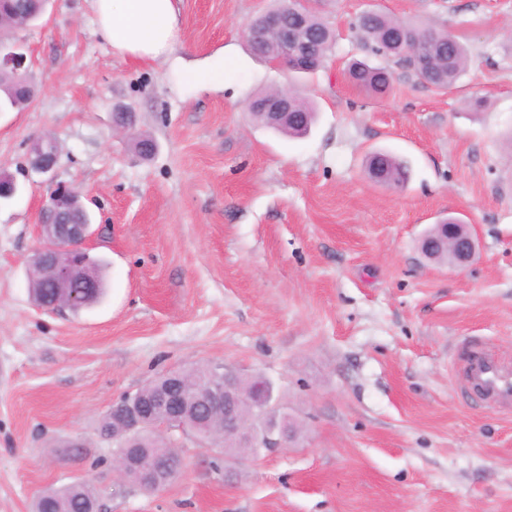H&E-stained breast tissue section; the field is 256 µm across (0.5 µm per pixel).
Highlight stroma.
<instances>
[{
	"mask_svg": "<svg viewBox=\"0 0 512 512\" xmlns=\"http://www.w3.org/2000/svg\"><path fill=\"white\" fill-rule=\"evenodd\" d=\"M269 4L181 0V38L152 63L113 54L93 0H50L17 31L38 94L0 112V168L20 186L0 204V512L77 478L102 512H512V408L463 402L457 381L474 339L512 365V0H319L335 50L297 79L243 38ZM369 7L446 27L469 72L439 91L398 67L381 101L351 86ZM225 57L223 86L183 82ZM288 85L317 107L301 138L246 110ZM124 104L130 135L113 123ZM45 136L50 178L29 164ZM373 150L406 163L404 188L368 177ZM54 180L81 191L87 246L108 263L104 296L77 313L29 291ZM449 216L478 239L462 268L418 247ZM211 362L269 380L297 442L240 461L178 437L169 485L118 481L98 432L113 400Z\"/></svg>",
	"mask_w": 512,
	"mask_h": 512,
	"instance_id": "obj_1",
	"label": "stroma"
}]
</instances>
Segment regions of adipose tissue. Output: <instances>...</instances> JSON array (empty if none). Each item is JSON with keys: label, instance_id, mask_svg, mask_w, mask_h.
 Returning <instances> with one entry per match:
<instances>
[{"label": "adipose tissue", "instance_id": "1", "mask_svg": "<svg viewBox=\"0 0 512 512\" xmlns=\"http://www.w3.org/2000/svg\"><path fill=\"white\" fill-rule=\"evenodd\" d=\"M178 0H93L97 32L124 58L159 60L180 36Z\"/></svg>", "mask_w": 512, "mask_h": 512}]
</instances>
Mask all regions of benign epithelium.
Segmentation results:
<instances>
[{"mask_svg":"<svg viewBox=\"0 0 512 512\" xmlns=\"http://www.w3.org/2000/svg\"><path fill=\"white\" fill-rule=\"evenodd\" d=\"M287 15L286 9L266 14L261 22L247 26L246 38L253 44L276 40L284 56L272 60V64L297 71L303 62L309 60L313 43L303 41L297 31L288 27ZM0 70L10 72L21 83H30L28 54L22 44L15 42L6 48L0 45ZM293 96L294 93L285 88L262 103L261 109L265 111L269 124L279 126L290 118ZM43 142L41 138L33 144L31 166L38 173L48 174L54 171L57 154L45 152ZM52 193L53 204L41 212V244L31 258V267L40 270L44 286L55 292L54 305L65 309L73 302L71 288L74 283H84V296L90 298L99 291L100 282L91 275L92 259L86 247L91 224L84 220L75 223L65 219L68 212L86 211L78 192L69 185L57 183L53 185ZM440 226L445 234L427 240L425 253L447 251L454 257L452 265L456 267L471 262L476 241L468 225L450 224L445 220ZM212 371L210 381L204 386H192L183 372L170 371L164 374V385L149 397L127 395L113 402L112 434L106 439L119 444L142 429L180 432V424L188 414L198 419L220 414L224 417V430L218 440L226 446V455H237V449L233 448L237 443L244 448H253L257 453L267 454L288 447L294 439L293 431L275 425L261 431L251 418L237 411L242 401L250 404L253 414L259 417L285 408L274 395L270 383L259 378L243 392L238 387L239 376L232 368L214 363ZM113 469L121 479L134 475L142 488L158 490L179 473L181 461L167 455L147 464L141 449L125 447L115 455Z\"/></svg>","mask_w":512,"mask_h":512,"instance_id":"1","label":"benign epithelium"}]
</instances>
